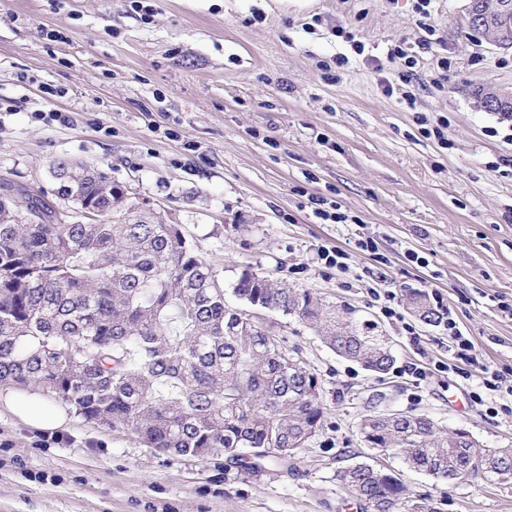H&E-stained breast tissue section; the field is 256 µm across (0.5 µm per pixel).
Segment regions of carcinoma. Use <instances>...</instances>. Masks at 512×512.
<instances>
[{
  "mask_svg": "<svg viewBox=\"0 0 512 512\" xmlns=\"http://www.w3.org/2000/svg\"><path fill=\"white\" fill-rule=\"evenodd\" d=\"M57 201L79 200L85 224L45 195L0 184V385L65 403L152 448L244 470L286 466L324 423L321 384L257 312L293 315L337 354L387 372L394 357L371 325L252 269L226 303L211 264L183 228L128 202L95 167L60 160ZM25 200L20 211L17 196ZM413 309L435 322L427 299ZM367 445L454 482L474 451L463 433L423 415L370 414ZM487 480H512V448H484ZM363 512H438L393 474L364 462L336 470Z\"/></svg>",
  "mask_w": 512,
  "mask_h": 512,
  "instance_id": "1",
  "label": "carcinoma"
}]
</instances>
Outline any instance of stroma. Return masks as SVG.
<instances>
[{"label":"stroma","mask_w":512,"mask_h":512,"mask_svg":"<svg viewBox=\"0 0 512 512\" xmlns=\"http://www.w3.org/2000/svg\"><path fill=\"white\" fill-rule=\"evenodd\" d=\"M466 2L432 0L425 19L414 0H0V181L50 195L54 161L102 169L182 225L225 288L252 268L357 309L395 357L372 373L297 318L267 317L318 376L326 417L288 468L254 473L71 410L33 427L17 413L29 392L0 387V512H360L334 479L354 461L393 470L440 512H512V482L436 480L358 429L373 411L423 414L512 447V417L488 410L500 393L478 402L476 380L404 371L452 358L443 326L408 301L435 290L487 364L512 372V315L490 302L512 304V124L474 100L512 89V48L469 28ZM316 197L353 223H324ZM361 236L376 253L356 249ZM322 246L350 252L348 271L320 265ZM377 290L396 293L402 321Z\"/></svg>","instance_id":"1"}]
</instances>
